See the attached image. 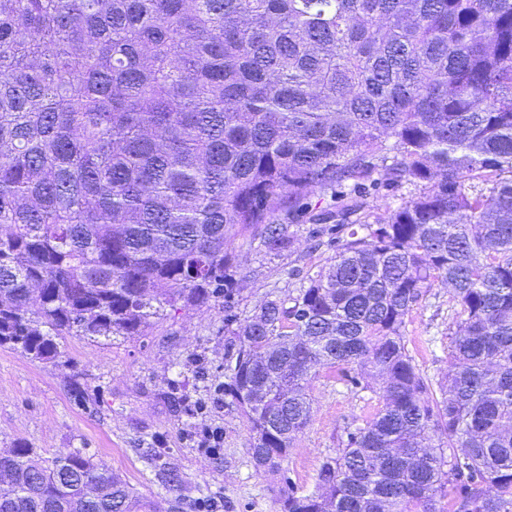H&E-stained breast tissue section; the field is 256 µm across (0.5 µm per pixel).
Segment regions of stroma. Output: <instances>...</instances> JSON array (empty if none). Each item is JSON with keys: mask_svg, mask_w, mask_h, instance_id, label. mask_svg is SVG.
Masks as SVG:
<instances>
[{"mask_svg": "<svg viewBox=\"0 0 512 512\" xmlns=\"http://www.w3.org/2000/svg\"><path fill=\"white\" fill-rule=\"evenodd\" d=\"M335 209L334 199L311 196L289 228L295 244L284 256L236 241L239 318L268 295L287 298L296 278L326 264L331 250H312L309 232L314 215ZM452 316L447 289L435 287L406 322L408 347L435 382L448 373ZM226 339L219 303L163 312L138 336L66 337L62 356L46 363L0 347V452L18 441L50 458L88 449L150 502V512H194L201 487L216 497V512H278V481L254 468L247 424L224 404ZM311 391V421L284 463L301 487L335 452L346 421L364 425L381 408L372 392L348 393L332 370H321ZM164 468L181 475L182 491L164 485Z\"/></svg>", "mask_w": 512, "mask_h": 512, "instance_id": "stroma-1", "label": "stroma"}]
</instances>
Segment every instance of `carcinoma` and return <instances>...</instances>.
<instances>
[{"instance_id":"carcinoma-1","label":"carcinoma","mask_w":512,"mask_h":512,"mask_svg":"<svg viewBox=\"0 0 512 512\" xmlns=\"http://www.w3.org/2000/svg\"><path fill=\"white\" fill-rule=\"evenodd\" d=\"M376 171L424 188L350 220ZM314 195L343 201L312 231L334 256L237 323L230 246L290 250ZM436 286L434 387L404 331ZM221 298L224 404L280 512H512V0H0V347L53 361ZM323 369L383 406L303 488ZM116 503L145 508L83 448L0 457V512Z\"/></svg>"}]
</instances>
